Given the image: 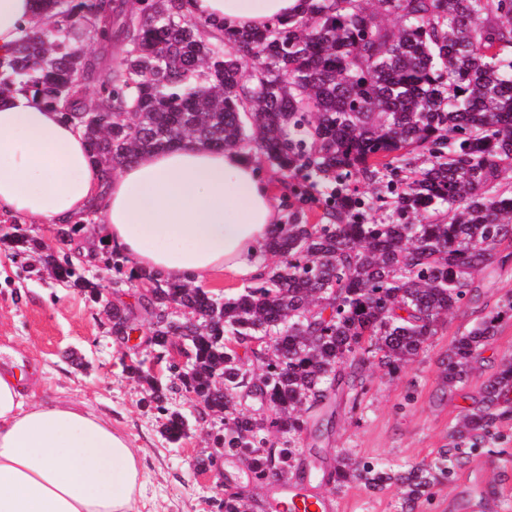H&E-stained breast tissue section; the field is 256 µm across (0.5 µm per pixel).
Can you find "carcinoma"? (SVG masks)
<instances>
[{
    "mask_svg": "<svg viewBox=\"0 0 512 512\" xmlns=\"http://www.w3.org/2000/svg\"><path fill=\"white\" fill-rule=\"evenodd\" d=\"M44 28H22L0 57V97L20 92L88 142L105 178L141 152L189 141L247 150L288 186L285 229L267 247L276 261L254 286L219 297L169 283L112 254L121 280L154 285L140 295L151 346L173 344L169 303L195 322L178 333L190 368L169 366L163 387L142 363L161 404L178 387L203 412L224 415L214 443L239 458L253 484L282 479L338 489L396 487V512L430 503L478 456L512 441V357L484 383L428 461L353 459L303 464L299 444L330 442L338 400L354 414L369 392L366 369L398 375L476 301L489 266L512 270V0H309V15L211 42L187 0H38ZM119 41L105 66L98 49ZM319 212V222L309 217ZM17 255L41 250L4 234ZM55 281L94 294L67 253L40 255ZM499 300L448 346L443 389L462 390L502 322ZM135 331L112 305V335ZM256 398L263 412L245 408ZM171 414L166 436H185ZM261 507L224 494L222 512Z\"/></svg>",
    "mask_w": 512,
    "mask_h": 512,
    "instance_id": "cac0c4a2",
    "label": "carcinoma"
}]
</instances>
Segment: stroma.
Segmentation results:
<instances>
[{
  "label": "stroma",
  "mask_w": 512,
  "mask_h": 512,
  "mask_svg": "<svg viewBox=\"0 0 512 512\" xmlns=\"http://www.w3.org/2000/svg\"><path fill=\"white\" fill-rule=\"evenodd\" d=\"M72 241L98 257L86 272L98 285V299L59 285L40 271L37 257L14 255L0 243V360L37 380L39 392L66 404H84L109 418L113 429L130 441L146 481L137 512H220L228 481L246 487L248 496L265 503L266 512H276V484H249L242 461L224 457L215 446V435L224 431L221 416L198 421L195 401L185 391L169 395L164 409H157L147 382L126 372V364L145 359L152 362L153 375L165 381L169 362L154 360L153 349L146 344L149 317L137 302V288L114 283L111 272L103 268L101 261L109 256L110 247L98 241L88 224ZM475 286L479 302L450 315L447 330L399 376L368 368L371 385L363 410L339 415L331 447L349 448L361 457L418 462L432 458L447 442L449 426L472 406L500 359L512 353L509 320L485 350L465 393L443 392L441 357L454 337L475 323L484 304H495L512 293V274L490 267L476 277ZM113 304L131 309L137 338L120 341L112 336L107 310ZM172 412L181 413L188 423L186 437L175 443L163 434ZM207 458L212 466L198 473V461ZM495 475L486 459H478L453 485L439 491L431 512H512V481L500 487L490 508L479 506L474 481L487 485ZM310 490L329 501L330 512H394L398 495L394 488L374 494L359 484L334 489L315 482Z\"/></svg>",
  "instance_id": "stroma-1"
}]
</instances>
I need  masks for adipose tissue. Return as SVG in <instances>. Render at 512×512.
Here are the masks:
<instances>
[{
    "label": "adipose tissue",
    "mask_w": 512,
    "mask_h": 512,
    "mask_svg": "<svg viewBox=\"0 0 512 512\" xmlns=\"http://www.w3.org/2000/svg\"><path fill=\"white\" fill-rule=\"evenodd\" d=\"M306 0H189L218 29L300 17ZM38 19L36 0H0V56ZM95 208L104 244L171 283L215 271L257 279L280 228L269 184L238 149L192 144L138 154L109 182L82 132L58 110L18 95L0 102V212L46 224ZM0 364V512H135L139 460L110 422L41 397Z\"/></svg>",
    "instance_id": "adipose-tissue-1"
}]
</instances>
